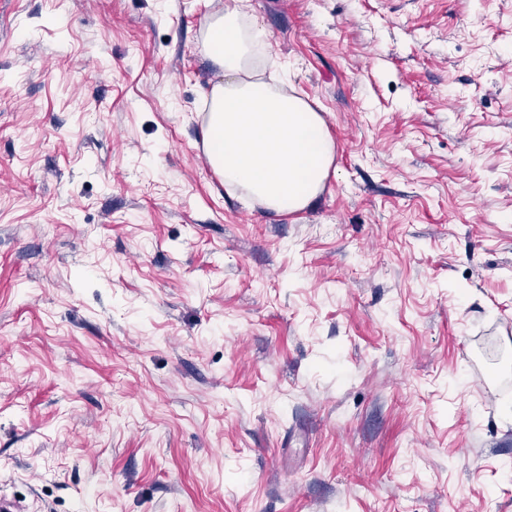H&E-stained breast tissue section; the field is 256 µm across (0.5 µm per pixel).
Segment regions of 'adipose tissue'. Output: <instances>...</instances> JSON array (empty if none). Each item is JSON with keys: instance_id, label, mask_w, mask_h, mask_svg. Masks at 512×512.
I'll list each match as a JSON object with an SVG mask.
<instances>
[{"instance_id": "obj_1", "label": "adipose tissue", "mask_w": 512, "mask_h": 512, "mask_svg": "<svg viewBox=\"0 0 512 512\" xmlns=\"http://www.w3.org/2000/svg\"><path fill=\"white\" fill-rule=\"evenodd\" d=\"M246 0L204 22L203 50L218 69L203 129V150L225 185L279 214L308 207L334 161V142L307 100L260 78L263 37Z\"/></svg>"}]
</instances>
